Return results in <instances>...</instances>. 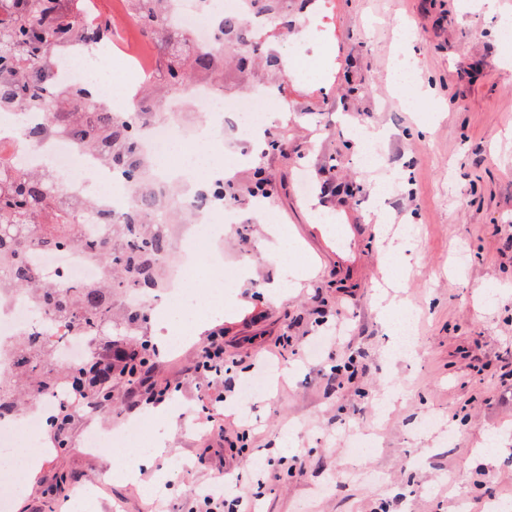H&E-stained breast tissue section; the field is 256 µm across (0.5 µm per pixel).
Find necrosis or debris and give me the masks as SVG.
Here are the masks:
<instances>
[{
  "instance_id": "necrosis-or-debris-1",
  "label": "necrosis or debris",
  "mask_w": 512,
  "mask_h": 512,
  "mask_svg": "<svg viewBox=\"0 0 512 512\" xmlns=\"http://www.w3.org/2000/svg\"><path fill=\"white\" fill-rule=\"evenodd\" d=\"M227 14L241 15L250 31L260 32L270 24L269 17L255 14L250 0H170L167 21L172 28L186 34L201 53L215 51L220 23ZM128 18L116 19L115 27L124 29ZM116 34H103L91 44L62 43L54 54L64 64L56 71L59 85L85 92L94 88L89 113L102 117L114 111L118 101H129L132 114L140 124L141 153L154 169L147 187L165 202L170 211L194 208L199 229L184 233L172 251L159 256L165 295L154 299L142 291L131 294L133 301L149 308L177 313L181 336H188L193 325L219 307V300L202 302L194 287L201 276L197 264L199 251L220 241L223 225L236 223L237 209L225 203L224 162L220 148L224 138V121L233 119L243 138L258 131L267 113L282 114L294 106L278 91L255 88L248 97L227 96L213 85L187 81L165 99L158 111H144L140 88L152 81L151 47L142 41L131 45ZM196 104L204 111L195 119L187 110ZM0 121V159L10 162L17 177L46 173L56 186L55 194L74 213L80 226L77 240L64 248L39 247L28 252V260L39 271L44 288H95L112 276L110 267L85 247L87 239L108 241L112 227L99 223V212L124 216L136 197L125 174L113 168L104 148L86 147L68 130L28 141L26 131L35 124H47L49 107L36 111L7 110ZM34 333L56 338L55 359L64 366L90 360L94 352L89 340L80 332L66 328L59 319L41 314L34 299L10 288L0 289V376H9L15 367L17 337ZM56 408L52 398L39 400L29 409L0 420V454L12 451L11 460L0 466V504L18 489L17 478L32 452L38 451L46 421Z\"/></svg>"
}]
</instances>
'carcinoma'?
<instances>
[{
  "mask_svg": "<svg viewBox=\"0 0 512 512\" xmlns=\"http://www.w3.org/2000/svg\"><path fill=\"white\" fill-rule=\"evenodd\" d=\"M22 6L10 16V22L0 27V108L19 106L41 107L44 94L63 97L67 104L78 109L88 101L69 89L54 84L55 59L49 49L57 42L70 39L84 42L94 30L79 16L66 17L58 7V0H21ZM133 15L140 29L153 36L166 28L168 0H134ZM78 140L92 145L104 138L112 142L109 159L112 165L123 169L128 179L141 185L145 168L138 165L139 142L131 116L114 112L102 118L94 128L82 125L67 126ZM53 192L47 179H18L0 170V245L20 243L22 237L15 230L17 224L40 226V242L61 246L72 240L76 225L67 209L57 210L46 217L44 202ZM162 206L155 197L143 191L136 198L126 216L117 220L107 213L99 216L102 224H112L124 230L127 224L139 225L140 233L133 236L129 248L116 255L104 241H89L87 247L98 252L111 266L123 273L120 282L125 288H139L145 292L156 287L158 275L151 259L167 251L166 239L155 233L150 217ZM38 273L21 250L14 251L12 261L0 264V285H9L20 291L37 284ZM39 307L49 315L61 319L67 328H78L89 334L97 351L95 358L81 367L72 368L61 377L47 367L48 352L53 340L48 336H26L18 352L19 360L13 373H20L31 381L30 395L35 401L53 394L59 386L79 393L91 403L107 406L112 400V382L115 375L135 376L131 368L116 369V362L124 358H145L148 344L142 341L131 351L121 347H100L106 338V329L112 327V291L100 288L37 289ZM17 408L14 386L9 379L0 378V416Z\"/></svg>",
  "mask_w": 512,
  "mask_h": 512,
  "instance_id": "cac0c4a2",
  "label": "carcinoma"
}]
</instances>
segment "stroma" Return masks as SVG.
Listing matches in <instances>:
<instances>
[{
    "mask_svg": "<svg viewBox=\"0 0 512 512\" xmlns=\"http://www.w3.org/2000/svg\"><path fill=\"white\" fill-rule=\"evenodd\" d=\"M402 22L413 33L415 81L427 91L411 107L392 83ZM494 26L458 0H288L287 22L269 28L248 70L225 62L218 84L230 95L278 79L271 53L285 61L317 51V66L332 75L325 87L289 77L299 112L267 117V139L284 143L260 162L279 227L251 209L252 165L234 168L240 222L224 234V264L247 274L223 315L201 320L178 350L157 347L148 382L114 380L109 406L74 409L66 447L41 456L9 512H45L91 485L94 498L72 512H113L117 503L123 512H191L193 490L220 475L256 512H486L489 499L512 502V68L501 65ZM348 115L390 130L379 165L359 167ZM398 168L405 179L391 189L381 227L371 193ZM395 236L407 244L398 299L412 316L416 353L391 364L373 298L385 285L380 251ZM287 269L300 280L287 298L271 297L269 284ZM217 330L229 372L210 384L191 366ZM346 361L355 378L336 385L325 370ZM272 362L282 368L278 384L242 415L234 380ZM165 383L164 404L138 414L175 411L166 452L148 467L116 454L115 465L140 470V483L98 487L102 451L83 448L86 429L121 428L130 402ZM430 415L437 424L421 429ZM219 425L223 436L206 437ZM355 431L376 441L374 455L351 451ZM158 471L168 480L147 496Z\"/></svg>",
    "mask_w": 512,
    "mask_h": 512,
    "instance_id": "stroma-1",
    "label": "stroma"
}]
</instances>
